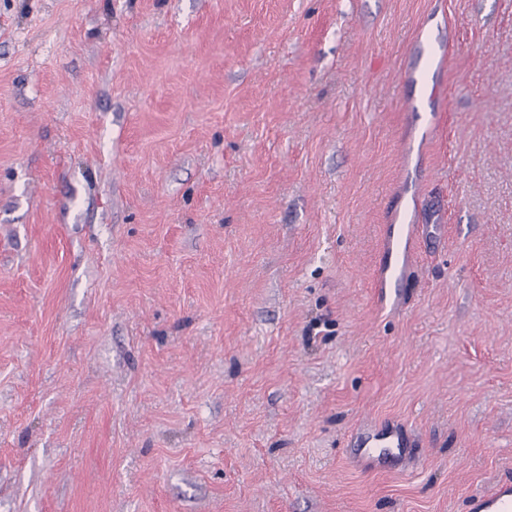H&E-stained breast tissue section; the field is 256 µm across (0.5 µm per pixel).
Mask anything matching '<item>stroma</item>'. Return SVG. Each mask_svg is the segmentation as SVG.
<instances>
[{
  "label": "stroma",
  "mask_w": 512,
  "mask_h": 512,
  "mask_svg": "<svg viewBox=\"0 0 512 512\" xmlns=\"http://www.w3.org/2000/svg\"><path fill=\"white\" fill-rule=\"evenodd\" d=\"M387 422L405 457L354 466ZM509 481L512 0H0V512ZM407 227V229H406ZM412 224H401L396 230L395 225L391 235L387 234L385 237L383 251L387 254L388 263L385 269L384 288H392V283L398 275V268L391 266V259L393 255L397 256V261L402 258L406 245V234L412 229Z\"/></svg>",
  "instance_id": "obj_1"
}]
</instances>
